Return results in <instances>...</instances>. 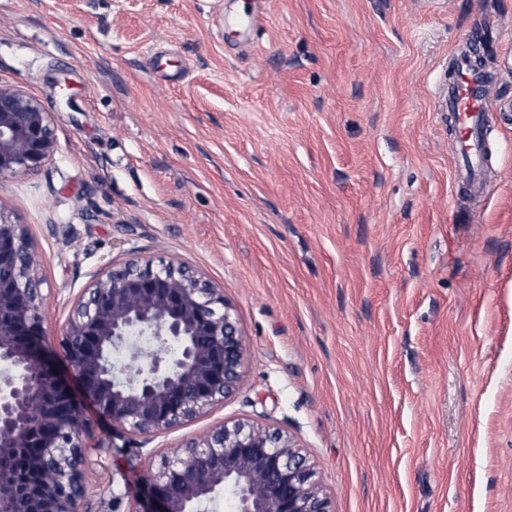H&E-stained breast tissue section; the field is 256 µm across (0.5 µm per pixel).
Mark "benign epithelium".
<instances>
[{"label":"benign epithelium","instance_id":"7a95c632","mask_svg":"<svg viewBox=\"0 0 512 512\" xmlns=\"http://www.w3.org/2000/svg\"><path fill=\"white\" fill-rule=\"evenodd\" d=\"M56 150L53 116L0 84V177L40 170ZM43 279L23 224L0 216V512H86L85 478L103 444L45 341ZM59 336L82 398L141 435L169 432L239 388L246 344L223 289L190 268L133 260L96 275ZM136 336L162 340L144 348ZM127 350L121 362L114 353ZM221 489L235 512H334L292 439L225 422L162 457L133 512H197Z\"/></svg>","mask_w":512,"mask_h":512}]
</instances>
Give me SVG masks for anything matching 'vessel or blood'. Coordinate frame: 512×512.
I'll return each mask as SVG.
<instances>
[{"label": "vessel or blood", "instance_id": "vessel-or-blood-1", "mask_svg": "<svg viewBox=\"0 0 512 512\" xmlns=\"http://www.w3.org/2000/svg\"><path fill=\"white\" fill-rule=\"evenodd\" d=\"M473 41V36L463 37V53L452 56L449 61L454 78L448 84L445 105L455 127L460 171L467 179L475 181L483 171V129L490 106L485 81L471 68L466 54Z\"/></svg>", "mask_w": 512, "mask_h": 512}]
</instances>
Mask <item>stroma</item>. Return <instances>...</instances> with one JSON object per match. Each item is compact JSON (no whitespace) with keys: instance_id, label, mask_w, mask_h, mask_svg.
Masks as SVG:
<instances>
[{"instance_id":"35a3bbf8","label":"stroma","mask_w":512,"mask_h":512,"mask_svg":"<svg viewBox=\"0 0 512 512\" xmlns=\"http://www.w3.org/2000/svg\"><path fill=\"white\" fill-rule=\"evenodd\" d=\"M466 34L492 104L471 196L441 104ZM511 61L512 0H0V82L57 139L0 179L48 346L140 258L223 288L246 342L237 393L170 432L83 404L88 512L236 420L290 436L335 512H512Z\"/></svg>"}]
</instances>
